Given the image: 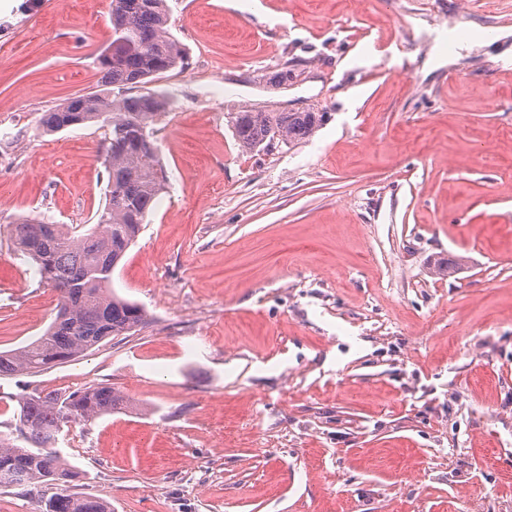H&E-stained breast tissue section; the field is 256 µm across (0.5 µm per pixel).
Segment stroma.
I'll use <instances>...</instances> for the list:
<instances>
[{"label":"stroma","instance_id":"obj_1","mask_svg":"<svg viewBox=\"0 0 512 512\" xmlns=\"http://www.w3.org/2000/svg\"><path fill=\"white\" fill-rule=\"evenodd\" d=\"M167 5L188 66L142 87L173 101L167 186L112 274L148 321L0 377V422L37 389L126 395L56 446L112 512H512V0ZM110 13L0 0V351L58 302L13 224L105 203L104 130L38 120L101 91ZM245 107L327 120L246 153Z\"/></svg>","mask_w":512,"mask_h":512}]
</instances>
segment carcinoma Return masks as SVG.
<instances>
[{"mask_svg": "<svg viewBox=\"0 0 512 512\" xmlns=\"http://www.w3.org/2000/svg\"><path fill=\"white\" fill-rule=\"evenodd\" d=\"M123 30L98 57L101 81L118 93L71 98L40 118L43 133L54 134L87 123L106 129L103 165L106 200L97 223L83 232L30 218L13 225L15 249L37 264L41 281L58 292L57 315L40 336L23 347L0 351V377L38 374L72 361L106 339L142 327L146 311L110 288L112 272L135 242L165 189L166 172L153 137L167 114V100L135 89L156 75L184 70L187 52L170 29L166 0H119ZM324 113L242 109L232 116L235 139L245 151L275 142L310 139ZM120 391L103 384L80 391L34 390L18 397L13 428L0 431V471L20 475L18 488L33 491L48 482L65 484L78 472L54 447L71 423H88L126 405ZM22 444H16V441ZM43 512H112L103 499L60 493L44 502Z\"/></svg>", "mask_w": 512, "mask_h": 512, "instance_id": "1", "label": "carcinoma"}]
</instances>
